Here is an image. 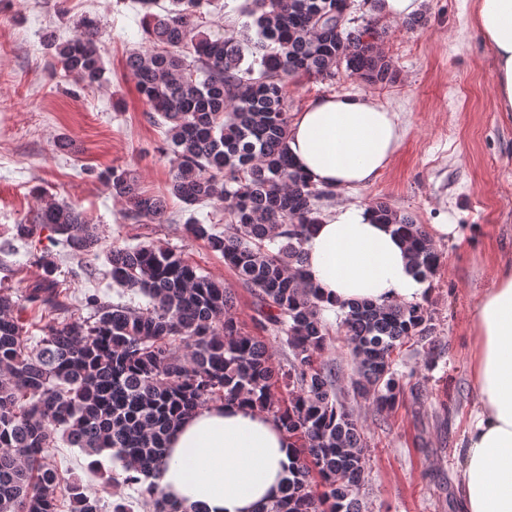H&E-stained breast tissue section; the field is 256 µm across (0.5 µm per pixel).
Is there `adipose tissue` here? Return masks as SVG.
I'll return each mask as SVG.
<instances>
[{
    "mask_svg": "<svg viewBox=\"0 0 512 512\" xmlns=\"http://www.w3.org/2000/svg\"><path fill=\"white\" fill-rule=\"evenodd\" d=\"M475 24L494 63L496 108L512 112V0H475ZM401 140L398 115L366 94L311 100L296 113L288 151L310 183L342 193L372 184ZM305 272L324 305L418 303L406 242L366 205L341 203L313 225ZM478 403L460 444L456 486L464 512H512V262L499 264L471 321ZM291 463L275 414L239 401L196 411L168 440L159 479L183 512H257Z\"/></svg>",
    "mask_w": 512,
    "mask_h": 512,
    "instance_id": "obj_1",
    "label": "adipose tissue"
}]
</instances>
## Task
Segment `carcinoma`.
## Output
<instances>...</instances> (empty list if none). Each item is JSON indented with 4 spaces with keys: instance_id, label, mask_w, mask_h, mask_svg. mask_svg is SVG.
I'll use <instances>...</instances> for the list:
<instances>
[{
    "instance_id": "cac0c4a2",
    "label": "carcinoma",
    "mask_w": 512,
    "mask_h": 512,
    "mask_svg": "<svg viewBox=\"0 0 512 512\" xmlns=\"http://www.w3.org/2000/svg\"><path fill=\"white\" fill-rule=\"evenodd\" d=\"M136 3L149 48L129 53L125 68L149 118L167 125L170 195L188 210L224 211L220 233L196 217L185 230L256 289L260 330L285 336L293 359L274 366L266 340L232 316L229 289L173 249L110 248L112 283L147 305L92 296L91 320L64 314L55 267L41 256L44 275L25 301L55 317L36 346L23 336L19 304L0 289V512H57L58 475L45 459L59 431L91 457V468L102 455L120 464L122 482L141 485L152 512H179L158 484L167 437L197 410L235 399L273 410L293 447L281 495L257 512H361V426L338 399L334 369L321 361L326 307L304 276L303 240L321 219L319 202L334 192L310 185L288 155L287 89L298 77L333 81L342 68L372 85L395 82L376 47L380 31L374 22L354 25L347 0H244L240 12L254 28L244 35L247 63L241 40L205 29V0ZM75 28L67 41L50 35L43 43L66 76L92 86L104 74L99 24L85 16ZM104 178L126 219L169 222L167 198L119 168ZM372 209L409 240L415 276H433L441 256L423 225L382 202ZM44 230L75 255L102 243L82 211L48 197L32 222L15 225L21 240ZM340 328L356 364L352 393L380 410L405 391L393 353L409 340L435 349L433 312L420 303L342 306ZM68 491L70 512H101L79 482Z\"/></svg>"
}]
</instances>
